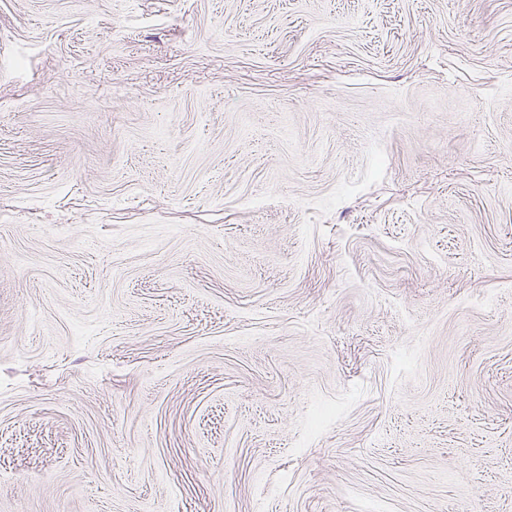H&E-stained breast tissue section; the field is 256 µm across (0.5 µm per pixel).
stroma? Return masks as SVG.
Wrapping results in <instances>:
<instances>
[{
	"instance_id": "35a3bbf8",
	"label": "stroma",
	"mask_w": 512,
	"mask_h": 512,
	"mask_svg": "<svg viewBox=\"0 0 512 512\" xmlns=\"http://www.w3.org/2000/svg\"><path fill=\"white\" fill-rule=\"evenodd\" d=\"M0 512H512V0H0Z\"/></svg>"
}]
</instances>
